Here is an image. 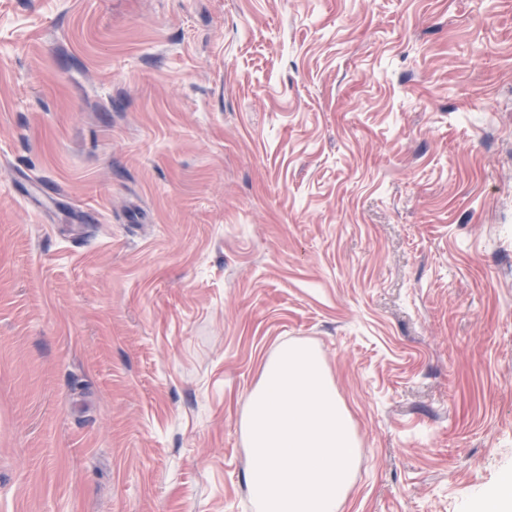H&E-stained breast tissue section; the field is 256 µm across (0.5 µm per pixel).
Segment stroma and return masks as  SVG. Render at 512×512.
I'll use <instances>...</instances> for the list:
<instances>
[{"label":"stroma","mask_w":512,"mask_h":512,"mask_svg":"<svg viewBox=\"0 0 512 512\" xmlns=\"http://www.w3.org/2000/svg\"><path fill=\"white\" fill-rule=\"evenodd\" d=\"M287 343L341 512L512 474V0H0V512H252Z\"/></svg>","instance_id":"1"}]
</instances>
